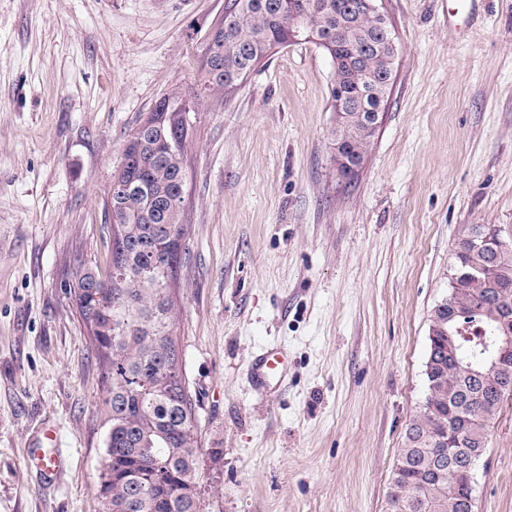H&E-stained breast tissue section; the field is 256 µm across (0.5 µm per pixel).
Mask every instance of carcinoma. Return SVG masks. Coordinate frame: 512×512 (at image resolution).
Returning <instances> with one entry per match:
<instances>
[{
    "mask_svg": "<svg viewBox=\"0 0 512 512\" xmlns=\"http://www.w3.org/2000/svg\"><path fill=\"white\" fill-rule=\"evenodd\" d=\"M297 5L312 13L322 28L321 45L338 61L334 77L352 106L339 133L352 147L367 151L375 132L358 123L356 113L371 112L386 101L393 71L380 49L395 33L368 27L360 37L348 34L353 13L363 0H231L220 21V44L201 60L203 83L212 89L240 84L272 48L288 45V21L281 7ZM179 134L169 130L168 112H154L127 140L112 183L137 187L107 212L112 224V254L106 272L91 266L65 283L90 330L103 369V421L106 452L100 475L104 512H201L200 496H177L180 482L196 475L202 448L190 395L172 380L181 366L173 336L175 307L171 285L179 251L162 260L149 243L170 234L183 239L184 150L190 102L174 98ZM459 239L449 281L451 308L434 307L426 361L436 363L426 376L427 393L406 430L387 492V512H474L475 488L457 470L443 464L441 448L448 422H468L458 456L468 461L488 447L499 411V394L487 376L503 332L496 313L512 309V245L502 251L469 249ZM454 319L448 320V314ZM455 354L457 363H448Z\"/></svg>",
    "mask_w": 512,
    "mask_h": 512,
    "instance_id": "carcinoma-1",
    "label": "carcinoma"
}]
</instances>
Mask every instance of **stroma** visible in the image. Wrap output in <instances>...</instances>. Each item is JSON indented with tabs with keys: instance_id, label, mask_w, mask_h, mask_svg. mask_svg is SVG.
<instances>
[{
	"instance_id": "obj_1",
	"label": "stroma",
	"mask_w": 512,
	"mask_h": 512,
	"mask_svg": "<svg viewBox=\"0 0 512 512\" xmlns=\"http://www.w3.org/2000/svg\"><path fill=\"white\" fill-rule=\"evenodd\" d=\"M226 4L0 0V512H103L101 366L64 283L107 266L112 174L164 99L194 104L173 295L203 512H386L455 245L475 225L512 241V0H383L398 57L349 181L316 44L201 89ZM266 350L286 377L262 396ZM475 496L512 512V398ZM285 357L282 354L274 352H263L258 355L252 365V373L255 383L261 388L266 389L268 381L273 378V372L276 376H282L284 373Z\"/></svg>"
}]
</instances>
